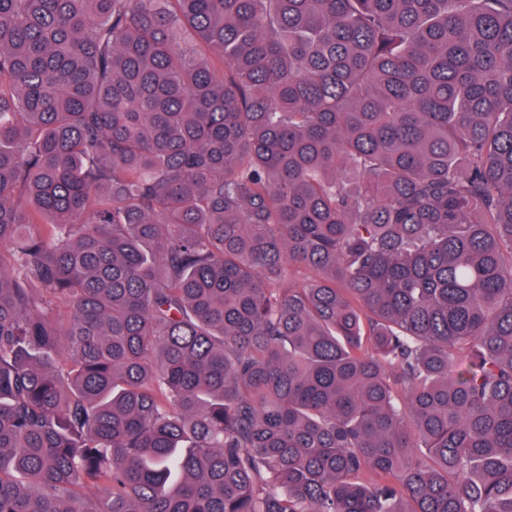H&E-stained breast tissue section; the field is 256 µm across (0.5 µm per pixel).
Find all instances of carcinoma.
Wrapping results in <instances>:
<instances>
[{
	"label": "carcinoma",
	"instance_id": "carcinoma-1",
	"mask_svg": "<svg viewBox=\"0 0 512 512\" xmlns=\"http://www.w3.org/2000/svg\"><path fill=\"white\" fill-rule=\"evenodd\" d=\"M0 512H512V0H0Z\"/></svg>",
	"mask_w": 512,
	"mask_h": 512
}]
</instances>
